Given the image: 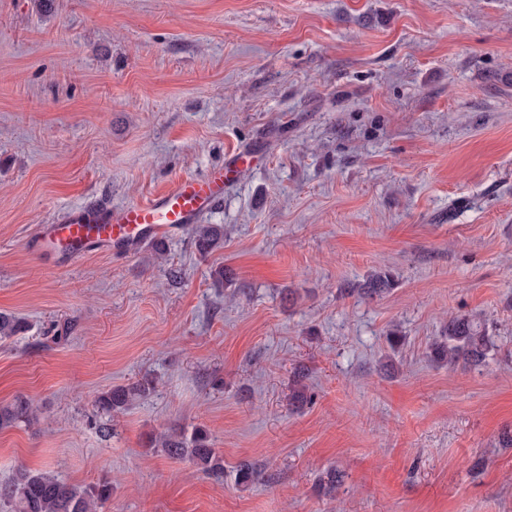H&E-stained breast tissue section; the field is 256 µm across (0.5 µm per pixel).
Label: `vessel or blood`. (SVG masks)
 <instances>
[{
  "label": "vessel or blood",
  "instance_id": "obj_1",
  "mask_svg": "<svg viewBox=\"0 0 512 512\" xmlns=\"http://www.w3.org/2000/svg\"><path fill=\"white\" fill-rule=\"evenodd\" d=\"M248 161V155H233L205 174L179 180L144 204H88L69 210L44 225L37 240L44 252L67 259L98 251L127 254L196 223L223 198L225 183Z\"/></svg>",
  "mask_w": 512,
  "mask_h": 512
}]
</instances>
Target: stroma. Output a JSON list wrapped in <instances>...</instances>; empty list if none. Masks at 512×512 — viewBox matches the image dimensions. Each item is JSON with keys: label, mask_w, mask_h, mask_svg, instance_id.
Returning <instances> with one entry per match:
<instances>
[{"label": "stroma", "mask_w": 512, "mask_h": 512, "mask_svg": "<svg viewBox=\"0 0 512 512\" xmlns=\"http://www.w3.org/2000/svg\"><path fill=\"white\" fill-rule=\"evenodd\" d=\"M241 151L210 253L186 228L30 247ZM375 272L387 293L351 292ZM0 312L26 322L0 404L34 411L0 429V483L107 480L100 512H512V0H0ZM464 314L495 354L432 362ZM197 427L223 481L149 446ZM150 389L151 383L147 379L125 386H114L98 394L95 399V404L98 409L106 413L121 412L125 410L133 400L145 395Z\"/></svg>", "instance_id": "1"}]
</instances>
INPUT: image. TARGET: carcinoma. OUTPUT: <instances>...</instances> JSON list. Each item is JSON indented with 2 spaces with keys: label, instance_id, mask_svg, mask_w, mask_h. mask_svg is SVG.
<instances>
[{
  "label": "carcinoma",
  "instance_id": "obj_1",
  "mask_svg": "<svg viewBox=\"0 0 512 512\" xmlns=\"http://www.w3.org/2000/svg\"><path fill=\"white\" fill-rule=\"evenodd\" d=\"M192 237L196 249L206 254L224 241V226L202 225L193 230ZM390 287L389 277L376 273L355 291L374 297L386 293ZM24 328L22 319L0 313V339L13 337ZM493 350L495 344L482 324L469 315H461L448 321L444 336L432 345L431 353L435 361H446L453 368L460 364L477 367L486 362ZM150 389L147 379L114 386L98 394L95 404L107 413L121 412ZM32 415L27 401L18 399L0 407V428L28 421ZM153 447L162 449L171 458L189 460L208 477L218 480L224 476V461L212 448L209 435L202 428L194 429L189 435L182 431L163 433L154 439ZM111 492L112 487L107 482L83 486L21 465L11 480L0 484V508L5 512H96Z\"/></svg>",
  "mask_w": 512,
  "mask_h": 512
}]
</instances>
